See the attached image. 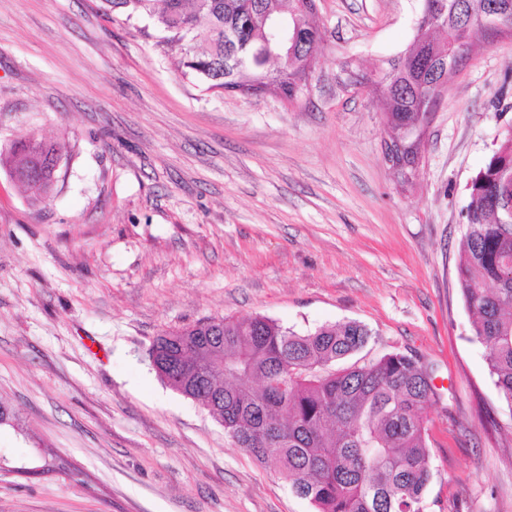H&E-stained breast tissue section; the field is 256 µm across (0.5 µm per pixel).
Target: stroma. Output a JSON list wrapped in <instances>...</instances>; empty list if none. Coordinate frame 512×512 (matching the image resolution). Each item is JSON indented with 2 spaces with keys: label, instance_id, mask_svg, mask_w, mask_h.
<instances>
[{
  "label": "stroma",
  "instance_id": "1",
  "mask_svg": "<svg viewBox=\"0 0 512 512\" xmlns=\"http://www.w3.org/2000/svg\"><path fill=\"white\" fill-rule=\"evenodd\" d=\"M305 95L202 91L149 21L105 0H0V147L63 146L50 197L0 168V512H313L160 380L159 334L263 315L345 321L413 353L425 512H512V409L457 281L468 185L512 128V36L475 41L402 185L381 97L343 82L413 42L420 0H317Z\"/></svg>",
  "mask_w": 512,
  "mask_h": 512
}]
</instances>
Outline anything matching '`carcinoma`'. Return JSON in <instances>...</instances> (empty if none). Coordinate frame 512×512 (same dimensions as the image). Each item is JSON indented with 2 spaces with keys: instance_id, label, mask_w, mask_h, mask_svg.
Wrapping results in <instances>:
<instances>
[{
  "instance_id": "obj_1",
  "label": "carcinoma",
  "mask_w": 512,
  "mask_h": 512,
  "mask_svg": "<svg viewBox=\"0 0 512 512\" xmlns=\"http://www.w3.org/2000/svg\"><path fill=\"white\" fill-rule=\"evenodd\" d=\"M128 17H146L180 45L185 74L203 90L241 86L260 74L256 51L279 34L297 33L288 78L306 76L321 41L299 0H105ZM436 22L415 29L406 51L386 62L376 84L386 102L387 135L408 140L422 95L450 75V44L477 20L487 0H447ZM32 135L0 152L34 202L54 186L51 164L62 149L44 142L35 163ZM512 172V129L469 185L467 230L457 280L473 314L472 338L485 350L490 378L512 410V226L500 222L504 177ZM370 331L348 321L299 333L264 317L211 319L156 337L151 364L166 384L207 409L236 447L283 478L314 512H424L433 479L427 407L435 395L420 358L389 353L339 363L361 350Z\"/></svg>"
}]
</instances>
